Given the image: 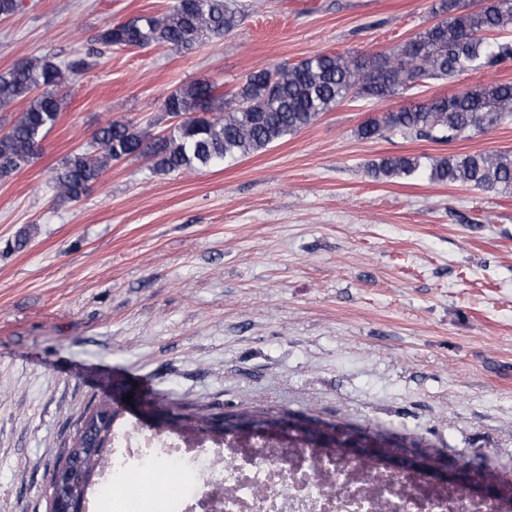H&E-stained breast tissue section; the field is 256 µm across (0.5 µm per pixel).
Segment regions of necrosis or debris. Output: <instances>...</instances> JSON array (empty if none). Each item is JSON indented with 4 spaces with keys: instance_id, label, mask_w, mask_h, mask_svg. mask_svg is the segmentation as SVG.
I'll list each match as a JSON object with an SVG mask.
<instances>
[{
    "instance_id": "necrosis-or-debris-1",
    "label": "necrosis or debris",
    "mask_w": 512,
    "mask_h": 512,
    "mask_svg": "<svg viewBox=\"0 0 512 512\" xmlns=\"http://www.w3.org/2000/svg\"><path fill=\"white\" fill-rule=\"evenodd\" d=\"M114 445L112 466L124 476L91 488L101 512H167L172 498L195 497L204 489L219 499L220 512H322L330 499L346 504L349 512H379L376 489L395 484L385 474L369 484L351 463L333 455L317 461L310 453L276 446L253 448L248 456L228 448L223 459L192 464L188 449L174 439L164 457L145 454L146 440L130 428ZM217 468L223 469V480L201 485L200 474Z\"/></svg>"
}]
</instances>
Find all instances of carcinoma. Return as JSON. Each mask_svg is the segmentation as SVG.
Here are the masks:
<instances>
[{
	"label": "carcinoma",
	"mask_w": 512,
	"mask_h": 512,
	"mask_svg": "<svg viewBox=\"0 0 512 512\" xmlns=\"http://www.w3.org/2000/svg\"><path fill=\"white\" fill-rule=\"evenodd\" d=\"M437 21L415 37L363 59L315 54L296 64H280L251 72L227 96L218 86L196 81L179 88L163 103L177 123L155 139L131 121L114 120L101 127L90 151L70 156L55 176L59 193L78 200L114 161L148 154L159 172L194 170L230 164L258 153L314 123L322 113L359 95L385 99L411 90L424 80L452 77L512 59V42L491 33L512 32V0H439ZM245 14L226 0H173L161 17L142 16L110 23L96 42L121 48L166 46L188 49L230 34ZM94 53H79L60 65L49 57L17 63L0 73V106L24 99L28 106L0 133V178L22 168L56 123L62 106L56 88L64 72L78 74L92 65ZM512 119V82H498L427 102L410 103L358 128L362 139L397 131L450 143L485 133ZM375 179L427 180L434 184H469L489 192L512 193V153L474 152L441 157L390 156L371 164ZM96 428L93 444L76 432L64 449L66 460L92 475L111 459L112 419L101 401L83 413Z\"/></svg>",
	"instance_id": "carcinoma-1"
}]
</instances>
